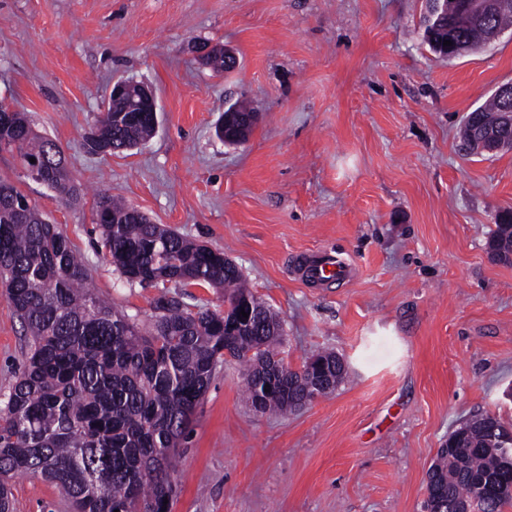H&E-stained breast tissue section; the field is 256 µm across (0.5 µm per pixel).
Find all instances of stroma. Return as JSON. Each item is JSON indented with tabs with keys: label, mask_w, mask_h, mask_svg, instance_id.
<instances>
[{
	"label": "stroma",
	"mask_w": 512,
	"mask_h": 512,
	"mask_svg": "<svg viewBox=\"0 0 512 512\" xmlns=\"http://www.w3.org/2000/svg\"><path fill=\"white\" fill-rule=\"evenodd\" d=\"M425 0H0V100L63 150L76 201L0 154V178L67 235L95 294L148 327L160 291L223 310L221 289L128 283L105 261L98 192L224 252L283 321L298 367L342 355L348 375L285 415L244 400L221 364L179 450L171 512H422L442 443L476 415L512 427V266L487 239L512 211V152L466 154L460 129L512 82V33L453 61L422 38ZM238 59L220 74L201 50ZM157 95L137 147L89 153L112 85ZM260 119L229 146L228 102ZM336 251L350 282L302 283L300 253ZM0 292V395L25 361ZM14 512H71L38 476L12 480Z\"/></svg>",
	"instance_id": "stroma-1"
}]
</instances>
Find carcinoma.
Instances as JSON below:
<instances>
[{
    "mask_svg": "<svg viewBox=\"0 0 512 512\" xmlns=\"http://www.w3.org/2000/svg\"><path fill=\"white\" fill-rule=\"evenodd\" d=\"M512 26V7L457 34L448 16L424 12L423 40L430 50L461 57L489 44L491 29ZM449 40L452 45L445 46ZM110 103L93 124L88 152L128 150L154 132L152 115L114 119ZM253 108L230 104L225 135L248 138ZM512 112V96L494 92L470 112L463 143L490 130L512 139V126L497 123ZM17 151L23 167L68 202L77 197L64 156L51 153L24 112L0 130V152ZM36 159L31 163L30 159ZM96 228L104 258L128 282L209 285L225 291L229 315L252 313L237 327L209 309L188 312L174 296L161 295L157 314L143 330L100 300L88 287L90 273L57 225L12 184L0 179V285L26 336L25 362L0 402V512H13L10 481L39 475L58 487L72 512H149L173 491L177 448L209 388L224 350L247 365L245 395L262 412L286 413L306 396V383L278 369L282 324L246 286L235 262L178 232L152 223L136 209L102 193ZM512 236V219L495 225L492 250ZM329 374L324 395L336 390L346 370L334 353L315 355ZM454 447L442 450L438 470L447 491L444 512L461 504L478 512L512 506V443L501 427L462 423Z\"/></svg>",
    "mask_w": 512,
    "mask_h": 512,
    "instance_id": "cac0c4a2",
    "label": "carcinoma"
}]
</instances>
